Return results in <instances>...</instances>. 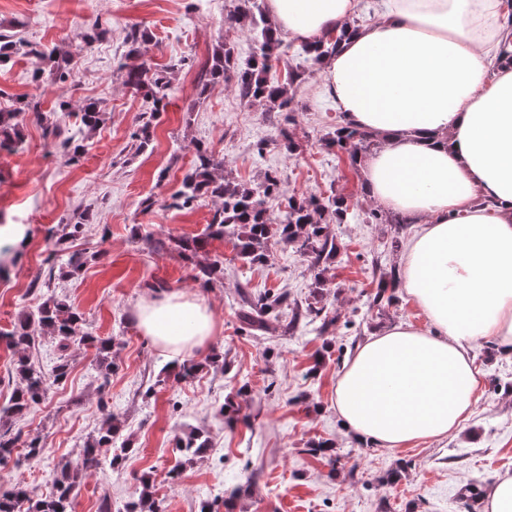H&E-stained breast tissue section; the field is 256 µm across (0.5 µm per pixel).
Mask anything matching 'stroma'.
Listing matches in <instances>:
<instances>
[{"label":"stroma","mask_w":512,"mask_h":512,"mask_svg":"<svg viewBox=\"0 0 512 512\" xmlns=\"http://www.w3.org/2000/svg\"><path fill=\"white\" fill-rule=\"evenodd\" d=\"M237 0H0V29L69 56L71 78L63 84L41 76L35 55H17L0 65V112H18L22 146L0 150V222L18 224L21 239L0 238L16 254L0 279V333L23 311L46 298L66 301L93 335L115 341L116 369L103 380L92 349L70 345V373L48 398L12 430L41 438L43 454L0 465V487L25 484L32 497L51 492L62 465L76 463L84 443L113 416L132 452L123 467H111L103 449L100 468L74 490L72 512H99L109 497L114 512L138 497L149 478L165 512H482L480 501L463 503L471 485L486 487L496 475L512 473V355L491 340L470 351L478 372L477 400L455 434L443 440H416L397 452L374 448L347 431L334 405L336 382L357 344L387 326L410 323L428 328L422 310L402 290L375 304L384 273L398 265L400 244L418 232L415 224L370 222L377 207L364 190L363 175L327 139L341 116L322 84L321 70L288 88L290 110L268 112L241 101L233 82L201 89L199 73L223 43L249 59L253 43L247 24L230 22ZM101 35L83 42L81 33ZM147 31L139 56L151 70L173 62L171 90L152 120V142L138 149L135 134L149 105L123 83L126 33ZM74 110L99 103L106 120L95 131L82 128L74 111H53L57 98ZM37 99L42 114L21 111ZM82 141L79 158L51 148L46 126ZM288 138H281L280 129ZM221 160L217 175L257 184L277 172L281 188L304 199L344 196L345 223L335 225L339 246L333 262L313 269L296 246L271 245L265 264L248 269L232 243L213 240L198 261L219 258L224 278L202 287L191 266L170 247L133 238L137 224L150 225L156 238L201 235L221 203L200 200L173 209L166 198L194 163L195 144ZM152 208L142 205L146 197ZM85 231L64 238L65 225ZM63 238L67 253L83 256L78 276L47 263V238ZM326 284L323 316L310 312L315 277ZM186 294L206 306L214 330L206 349L186 354L157 346L139 329L135 312L153 295V283ZM284 291L288 305L269 318L263 331L244 329L240 310L263 290ZM333 317L323 327L324 317ZM223 352L225 368L205 365L209 351ZM193 359V379L159 382L162 368ZM241 407L236 425L217 410L227 400ZM207 432L211 448L193 464L180 466L175 441L187 428ZM332 444L330 457L312 456L311 443Z\"/></svg>","instance_id":"35a3bbf8"}]
</instances>
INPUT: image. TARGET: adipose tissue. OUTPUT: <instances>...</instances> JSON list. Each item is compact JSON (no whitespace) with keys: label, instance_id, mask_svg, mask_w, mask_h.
<instances>
[{"label":"adipose tissue","instance_id":"obj_1","mask_svg":"<svg viewBox=\"0 0 512 512\" xmlns=\"http://www.w3.org/2000/svg\"><path fill=\"white\" fill-rule=\"evenodd\" d=\"M280 34L340 35L357 0H266ZM512 0H384L381 20L342 37L324 87L345 123L380 146L370 197L422 229L399 263L432 328L367 338L340 374L336 411L363 443L397 451L452 435L476 401L472 346L512 350ZM158 346L205 345L208 309L185 295L139 306Z\"/></svg>","mask_w":512,"mask_h":512}]
</instances>
